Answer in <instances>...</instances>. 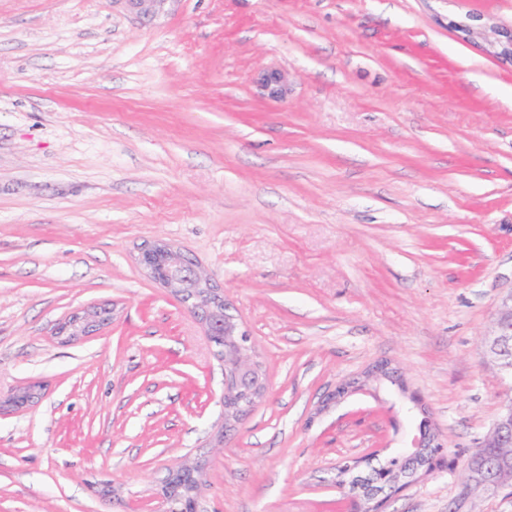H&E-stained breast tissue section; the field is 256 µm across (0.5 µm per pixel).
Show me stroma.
Returning <instances> with one entry per match:
<instances>
[{
	"label": "stroma",
	"mask_w": 512,
	"mask_h": 512,
	"mask_svg": "<svg viewBox=\"0 0 512 512\" xmlns=\"http://www.w3.org/2000/svg\"><path fill=\"white\" fill-rule=\"evenodd\" d=\"M511 47L512 0H0V512H163L186 460L205 512H354L337 466L424 418L443 449L385 512H512L465 475L511 386L482 348L512 290ZM159 239L264 364L233 433L202 325L138 264ZM381 362L399 384L332 399ZM177 0H113L127 11L145 19H152L168 12ZM260 85L274 99H283L288 93V78L279 70L267 71L259 79ZM109 310L106 308L92 307L74 312L59 328V335L68 339H78L83 336H91L108 324ZM108 322V323H107Z\"/></svg>",
	"instance_id": "35a3bbf8"
}]
</instances>
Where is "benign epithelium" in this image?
I'll list each match as a JSON object with an SVG mask.
<instances>
[{
	"mask_svg": "<svg viewBox=\"0 0 512 512\" xmlns=\"http://www.w3.org/2000/svg\"><path fill=\"white\" fill-rule=\"evenodd\" d=\"M176 0H113L116 5L145 19H152L168 12ZM268 96L282 99L288 93V78L279 70L267 71L259 79ZM146 276L163 288L172 290L187 309L198 318L208 337L224 335V348H212L214 355L224 360V432L236 429L243 412L241 402L248 398L259 402L267 391V380L261 363L254 353L251 336L240 319L227 313L224 289L213 283L199 262L188 260L187 253L163 240H157L144 249L138 257ZM109 321V310L92 307L73 313L59 328L58 334L75 340L91 336ZM512 343V291L502 300L501 308L491 334L484 342V354L503 378L512 379V361L501 362V347ZM501 447L512 446V395L503 398L501 410L492 425ZM474 473L480 484L498 487L504 484L502 475H512V454L506 453L490 464L477 461ZM187 475L189 482L183 486L180 498L173 500L164 495L165 512H201L199 506L202 486L201 470L197 465H183L174 472ZM351 491L362 490L361 497L376 500L384 491L376 481L354 478L349 482Z\"/></svg>",
	"mask_w": 512,
	"mask_h": 512,
	"instance_id": "1",
	"label": "benign epithelium"
}]
</instances>
